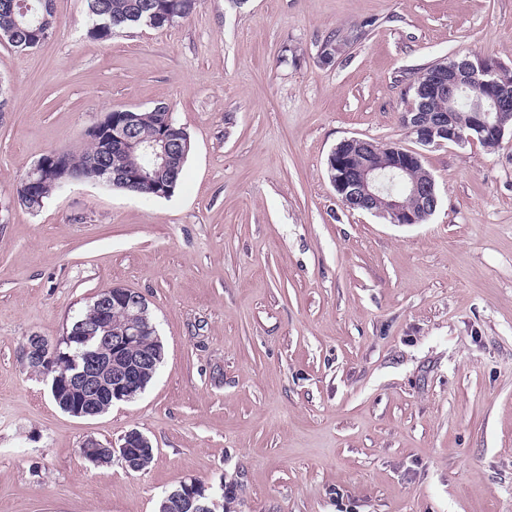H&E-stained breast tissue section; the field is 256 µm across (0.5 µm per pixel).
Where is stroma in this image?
<instances>
[{
	"instance_id": "stroma-1",
	"label": "stroma",
	"mask_w": 512,
	"mask_h": 512,
	"mask_svg": "<svg viewBox=\"0 0 512 512\" xmlns=\"http://www.w3.org/2000/svg\"><path fill=\"white\" fill-rule=\"evenodd\" d=\"M52 4L40 46L0 42V512H155L185 478L234 484V512H512V135L423 149V224L346 208L327 174L344 139L412 145L408 75L465 52L512 72V0H199L105 42L85 0ZM161 102L192 143L172 196L15 202L106 112ZM113 285L148 299L163 363L75 418L19 348ZM132 430L142 471L79 452Z\"/></svg>"
}]
</instances>
